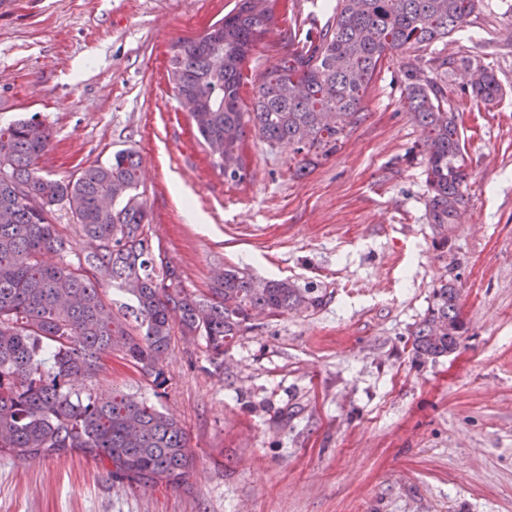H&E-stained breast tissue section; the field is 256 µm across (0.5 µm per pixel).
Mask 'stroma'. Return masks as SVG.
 Masks as SVG:
<instances>
[{
    "mask_svg": "<svg viewBox=\"0 0 512 512\" xmlns=\"http://www.w3.org/2000/svg\"><path fill=\"white\" fill-rule=\"evenodd\" d=\"M236 0H12L0 11V127H49L43 172L60 179L113 153L141 161L140 190L186 288L224 266L254 280L327 289L317 310L255 320L212 362L175 339L165 396L112 354L94 393L120 388L180 419L195 457L188 483L132 489L94 461L0 457V512H512V0H482L444 41L387 54L363 120L310 173L293 151L247 133V176L225 182L174 97L175 44ZM277 21L244 63L243 100L332 0H277ZM448 65L464 116L463 223L442 246L426 218L424 134L403 104V66ZM502 96L470 97L466 61ZM467 331L417 363L411 333L442 280Z\"/></svg>",
    "mask_w": 512,
    "mask_h": 512,
    "instance_id": "1",
    "label": "stroma"
}]
</instances>
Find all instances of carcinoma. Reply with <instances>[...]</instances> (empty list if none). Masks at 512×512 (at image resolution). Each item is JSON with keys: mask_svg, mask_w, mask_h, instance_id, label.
I'll use <instances>...</instances> for the list:
<instances>
[{"mask_svg": "<svg viewBox=\"0 0 512 512\" xmlns=\"http://www.w3.org/2000/svg\"><path fill=\"white\" fill-rule=\"evenodd\" d=\"M480 0H336L333 22L307 32L299 49L267 70L242 108V66L254 43L270 32L275 0H237L224 18L173 53L167 75L224 180L247 175L242 144L254 131L271 148L293 146L298 169L327 159L363 118L360 105L387 53L425 50L457 29ZM474 99L502 95L493 70L468 64ZM406 104L423 128L428 187L426 215L439 243L448 244L466 181L462 116L448 111L442 89L414 62L406 64ZM50 129L32 116L0 127V454L53 459L81 454L102 464L114 482L134 486L187 483L193 466L185 426L152 402L114 388L83 393L114 352L151 378L166 395L158 365L175 333L203 343L210 360L224 358L255 316L280 317L319 308L321 288L288 280L256 283L235 266L211 287L190 291L178 268L155 253L148 210L138 192L135 153L120 150L105 163L65 179L41 173ZM112 207L100 206L103 198ZM64 204L86 237L88 252L74 266L47 265L61 251L54 207ZM121 300L107 306L100 284ZM450 281L413 331L412 353L425 363L457 349L466 332Z\"/></svg>", "mask_w": 512, "mask_h": 512, "instance_id": "obj_1", "label": "carcinoma"}]
</instances>
